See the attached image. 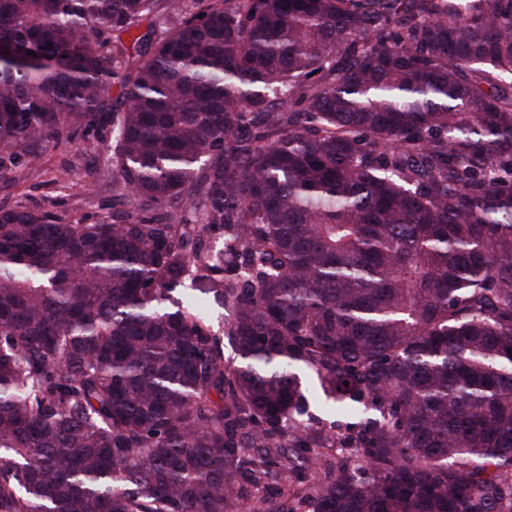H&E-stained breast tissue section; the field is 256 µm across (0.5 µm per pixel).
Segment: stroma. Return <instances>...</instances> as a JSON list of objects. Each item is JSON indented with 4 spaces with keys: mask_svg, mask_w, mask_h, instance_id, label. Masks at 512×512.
Masks as SVG:
<instances>
[{
    "mask_svg": "<svg viewBox=\"0 0 512 512\" xmlns=\"http://www.w3.org/2000/svg\"><path fill=\"white\" fill-rule=\"evenodd\" d=\"M106 147L98 135L80 132L0 162V208L51 210L84 224L111 215L112 181L92 167Z\"/></svg>",
    "mask_w": 512,
    "mask_h": 512,
    "instance_id": "1",
    "label": "stroma"
}]
</instances>
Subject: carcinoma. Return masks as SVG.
<instances>
[{"mask_svg": "<svg viewBox=\"0 0 512 512\" xmlns=\"http://www.w3.org/2000/svg\"><path fill=\"white\" fill-rule=\"evenodd\" d=\"M100 127L112 216L0 209V512H512V0H0V152Z\"/></svg>", "mask_w": 512, "mask_h": 512, "instance_id": "carcinoma-1", "label": "carcinoma"}]
</instances>
